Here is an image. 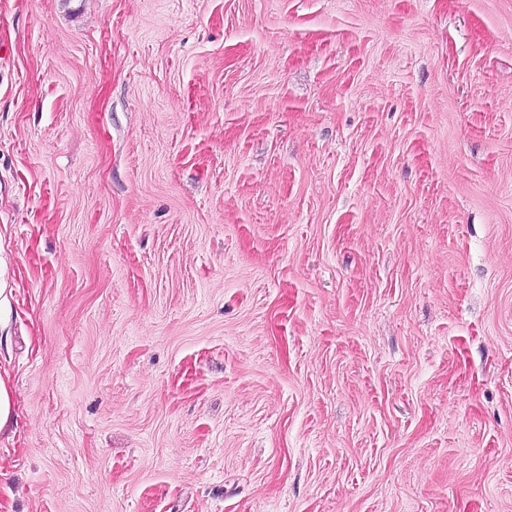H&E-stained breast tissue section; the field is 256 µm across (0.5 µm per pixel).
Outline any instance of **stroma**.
<instances>
[{"instance_id":"35a3bbf8","label":"stroma","mask_w":512,"mask_h":512,"mask_svg":"<svg viewBox=\"0 0 512 512\" xmlns=\"http://www.w3.org/2000/svg\"><path fill=\"white\" fill-rule=\"evenodd\" d=\"M0 512H512V0H0ZM16 426V416L13 410L11 393L7 382L0 375V433Z\"/></svg>"}]
</instances>
